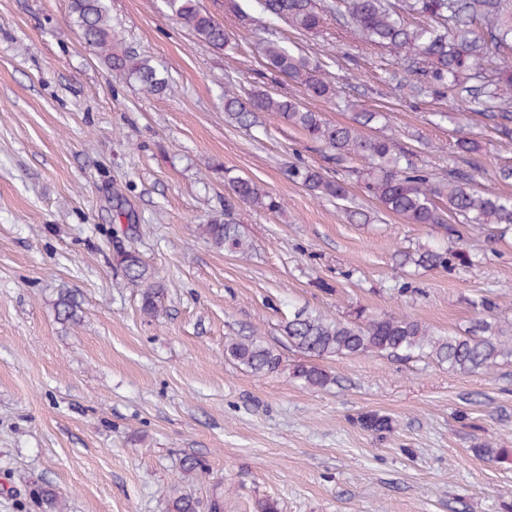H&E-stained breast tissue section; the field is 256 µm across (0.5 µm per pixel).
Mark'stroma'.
<instances>
[{
    "instance_id": "35a3bbf8",
    "label": "stroma",
    "mask_w": 512,
    "mask_h": 512,
    "mask_svg": "<svg viewBox=\"0 0 512 512\" xmlns=\"http://www.w3.org/2000/svg\"><path fill=\"white\" fill-rule=\"evenodd\" d=\"M232 33L231 48L198 41L164 0H110L112 28L170 79L161 95L110 75L70 16V0H0V512H43L49 485L67 512H167L170 493L224 512H512V464L477 447L512 449V363L461 375L433 363L375 355L325 361L324 390L292 376L289 311L407 315L441 331L474 317L472 298L512 305V236L473 233L475 266L404 272L400 248L444 239L442 228L386 212L359 181L349 220L335 202L288 177L292 164L342 176L329 151L265 115L226 122L224 92L286 94L333 124L373 109L368 137L394 138L434 180L456 170L512 194L496 179L512 139L480 115L457 120L448 95L400 90L401 56L361 42L336 20L318 34L271 21L255 0H199ZM276 37L319 60L336 100L271 81L258 56ZM480 150L458 156L460 136ZM247 176L280 211L237 206L251 245L206 243L199 225L224 216L225 174ZM125 214L115 217L113 190ZM135 247L166 290L157 319L112 262L113 239ZM71 290L78 323L55 301ZM230 336H256L283 365L257 377L225 360ZM390 418L375 435L360 414ZM209 474H183L184 455Z\"/></svg>"
}]
</instances>
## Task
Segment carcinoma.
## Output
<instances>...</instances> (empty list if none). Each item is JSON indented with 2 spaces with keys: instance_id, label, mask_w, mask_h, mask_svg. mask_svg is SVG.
Segmentation results:
<instances>
[{
  "instance_id": "obj_1",
  "label": "carcinoma",
  "mask_w": 512,
  "mask_h": 512,
  "mask_svg": "<svg viewBox=\"0 0 512 512\" xmlns=\"http://www.w3.org/2000/svg\"><path fill=\"white\" fill-rule=\"evenodd\" d=\"M171 15L197 39L216 50L231 47L224 25L201 9L198 0H165ZM260 10L288 22L305 33H317L325 16L331 14L350 27L362 41L404 54L408 71L416 75L399 87L418 98L426 91L451 92L461 102H475L486 108L484 116L497 120L496 130L512 137V0H329L318 8L316 0H257ZM70 13L85 43L94 49L106 68L119 76L134 79L152 94L168 88V80L152 59L122 47L112 33L108 0H70ZM418 15L430 20L426 26H412L406 18ZM264 67L303 88L306 96L332 100L336 85L325 77L319 61L272 38L257 44ZM275 114L305 137L334 152L339 161L357 155L365 168L353 170L365 188L387 211L409 224L441 226L448 231V245L404 247L394 254L395 265L406 270L470 267L474 260L467 248L463 224L472 229H491L502 238L512 232V195L485 189L473 177L448 172V179L435 182L430 173L409 158L388 137L368 138L362 128L380 116L362 110L350 125L330 124L319 113L300 102L267 89L244 94L224 92L225 119L250 127L262 113ZM288 176L318 198L333 200L350 218L362 222L368 216L348 206L347 180L329 177L305 166L291 165ZM230 198L252 208L281 209V203L249 178L224 172ZM446 199L444 207L437 200ZM204 238L215 248L245 253L250 243L232 219V208L224 209V219L199 225ZM129 285L140 290V311L147 318L160 316L164 288L155 281V272L132 247H119L112 254ZM475 316L462 331L439 332L408 316L368 317L358 311L348 317L297 308L285 321L282 332L288 345L304 356L293 367V377L306 387L325 389L336 384V376L319 361L377 355L400 360L417 359L462 374H480L503 362H512V321L499 313L490 298L471 301ZM76 296L63 291L55 303L57 319L78 320ZM224 359L256 376L277 372L281 353L253 336L228 338ZM366 431L382 434L390 430L388 417L367 412L358 417ZM480 455L495 463H509L507 448L485 445ZM46 512H62L55 492L37 493ZM168 512H200V503L190 494H181L168 505Z\"/></svg>"
}]
</instances>
